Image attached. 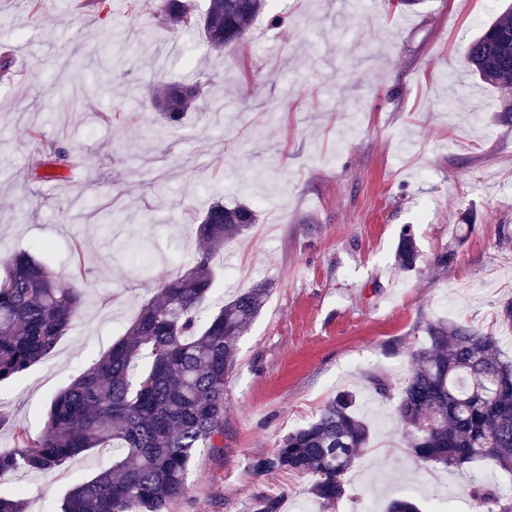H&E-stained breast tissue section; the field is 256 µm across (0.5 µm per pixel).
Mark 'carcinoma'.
<instances>
[{
  "label": "carcinoma",
  "mask_w": 512,
  "mask_h": 512,
  "mask_svg": "<svg viewBox=\"0 0 512 512\" xmlns=\"http://www.w3.org/2000/svg\"><path fill=\"white\" fill-rule=\"evenodd\" d=\"M265 0H207L200 16L187 0H161L169 24L201 29L207 45H237L263 12ZM472 71L484 82L512 90V5L486 24L466 48ZM195 85L161 83L152 102L165 128L181 126L194 108ZM257 221L248 204L213 203L195 233L199 250L187 269L156 279L122 338L51 401L43 428L33 432L0 412V430L15 448L0 454V478L17 470H52L61 461L98 448L112 467L74 485L60 512H169L189 494L191 459L202 448L220 452L224 438V386L236 361L237 341L261 312L271 285L259 282L208 316L214 262L224 242ZM416 239L403 231L396 262L413 270ZM81 292L33 255L7 258L0 276V382L50 353L79 318ZM414 368L393 403L404 446L416 458L445 468L490 459L512 473V360L499 338L440 319L423 326ZM370 426L356 394L340 391L313 421L285 435L277 450L257 458L258 473L289 471L311 477L310 493L331 512L349 493L347 475L370 441ZM475 512H512V493L477 486ZM19 495L0 494V512H26Z\"/></svg>",
  "instance_id": "carcinoma-1"
}]
</instances>
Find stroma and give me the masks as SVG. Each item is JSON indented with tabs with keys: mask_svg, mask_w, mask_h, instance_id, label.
<instances>
[{
	"mask_svg": "<svg viewBox=\"0 0 512 512\" xmlns=\"http://www.w3.org/2000/svg\"><path fill=\"white\" fill-rule=\"evenodd\" d=\"M99 0L66 13L60 0H0V257L29 252L83 292L80 318L55 349L0 384V409L39 431L51 400L123 336L157 277L191 265L193 224L216 201L257 206L260 222L225 243L211 304L272 284L238 339L224 391L223 452H198L191 493L170 512H311L309 476L256 473L255 458L355 391L370 444L336 512L413 498L423 512H473L465 488L512 480L483 460L447 469L413 457L368 375L401 385L423 322L448 319L501 342L512 360V124L503 94L471 72L466 46L501 0H267L235 48L208 50L200 31L156 18V0ZM280 25H272L273 17ZM125 18L123 51L99 36ZM277 44L269 52V44ZM204 86L220 112L191 111L162 132L143 104L158 81ZM42 133L30 138V130ZM71 157L53 178L34 168L44 143ZM117 223L100 224L105 212ZM412 228L418 267L395 253ZM146 243L143 252L131 251ZM455 255L447 267L435 259ZM150 274H143V267ZM89 450L47 473L18 471L0 493L29 512H60L74 484L110 467Z\"/></svg>",
	"mask_w": 512,
	"mask_h": 512,
	"instance_id": "35a3bbf8",
	"label": "stroma"
}]
</instances>
